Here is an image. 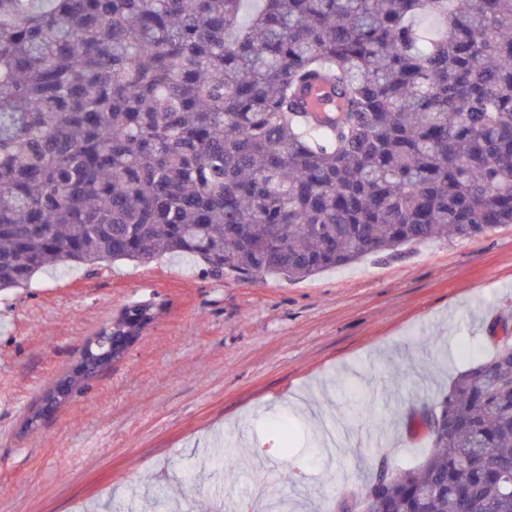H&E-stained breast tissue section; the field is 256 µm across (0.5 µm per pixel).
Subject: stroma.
<instances>
[{"label": "stroma", "instance_id": "stroma-1", "mask_svg": "<svg viewBox=\"0 0 512 512\" xmlns=\"http://www.w3.org/2000/svg\"><path fill=\"white\" fill-rule=\"evenodd\" d=\"M157 320L51 412L42 398L125 305ZM512 327V224L309 278H216L165 256L62 264L0 292V512H336L428 452L418 410ZM371 414L348 415L345 386ZM293 428L282 453L272 429Z\"/></svg>", "mask_w": 512, "mask_h": 512}]
</instances>
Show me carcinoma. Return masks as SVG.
Returning a JSON list of instances; mask_svg holds the SVG:
<instances>
[{"instance_id":"carcinoma-1","label":"carcinoma","mask_w":512,"mask_h":512,"mask_svg":"<svg viewBox=\"0 0 512 512\" xmlns=\"http://www.w3.org/2000/svg\"><path fill=\"white\" fill-rule=\"evenodd\" d=\"M247 2L0 0V291L168 254L295 281L512 224V0ZM430 409L355 512H512V340Z\"/></svg>"}]
</instances>
